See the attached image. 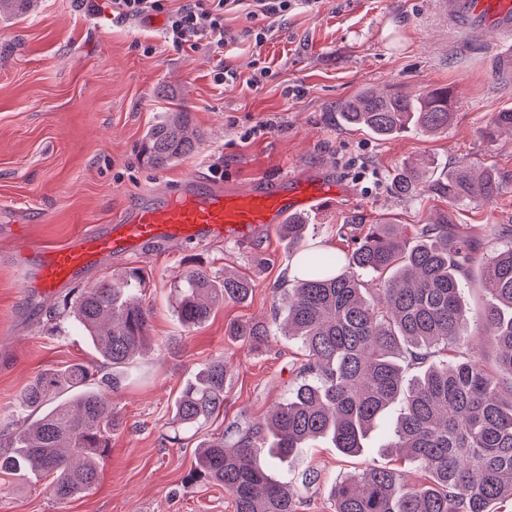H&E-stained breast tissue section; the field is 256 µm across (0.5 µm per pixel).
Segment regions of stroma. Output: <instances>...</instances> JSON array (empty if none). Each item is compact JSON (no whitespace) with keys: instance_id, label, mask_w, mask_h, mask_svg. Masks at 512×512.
<instances>
[{"instance_id":"stroma-1","label":"stroma","mask_w":512,"mask_h":512,"mask_svg":"<svg viewBox=\"0 0 512 512\" xmlns=\"http://www.w3.org/2000/svg\"><path fill=\"white\" fill-rule=\"evenodd\" d=\"M248 25L244 12L225 14L234 40L216 54L173 47L146 19L117 22L109 10L90 11L80 0H35L23 15L0 18L1 435L38 373L98 363L62 308L64 291L40 293L18 267L22 234L65 243L91 221L107 223L147 189L196 171L242 188L293 167L330 169L348 191L332 212L303 214L307 242L348 251L365 224H399L410 239L444 211L477 239L479 260L512 243V133L491 140L483 134L496 112L512 109V86L489 71L485 50L453 47L433 0H316L278 22L259 49L245 34ZM221 61L237 80L215 81ZM261 68L267 75L252 87ZM393 87L413 95L450 88L456 108L447 132L428 136L412 128L380 140L333 125L337 104L365 89ZM177 103L191 112L203 140L174 165L152 168L140 155L145 134ZM404 162L427 164L437 178L459 167L489 171L500 191L488 204L452 205L423 183L401 197L392 175ZM193 263L219 280L228 271L246 276L251 295L183 327L172 289ZM130 268L146 276L141 297L151 311V340L112 394L124 424L97 483L61 504L49 478L1 474L0 512H234L223 487L186 484L194 450L169 441L173 403L203 363L219 355L232 360L224 408L200 432L204 440L263 419L300 382L304 357L281 331L259 348L228 334L236 323L270 321L277 288L296 277V255L276 224L245 243L208 241L188 252L172 243L136 258L114 256L79 285ZM395 420L388 411L358 455L318 440L299 449L293 463L273 464L275 476L290 484L303 468L317 471L298 512H332L333 482L372 466L402 470L412 486L428 483L423 468L390 454Z\"/></svg>"}]
</instances>
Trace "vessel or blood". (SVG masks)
Returning <instances> with one entry per match:
<instances>
[{
    "label": "vessel or blood",
    "instance_id": "vessel-or-blood-1",
    "mask_svg": "<svg viewBox=\"0 0 512 512\" xmlns=\"http://www.w3.org/2000/svg\"><path fill=\"white\" fill-rule=\"evenodd\" d=\"M448 20V36L460 49L487 45L490 70L512 81V0H435ZM343 192L325 172L286 171L261 177L248 189H223L198 176H187L120 209L106 226L93 228L67 245L44 249L21 240L19 255L31 261L35 288L50 293L115 255L132 256L164 242L246 241L260 229L290 215L329 211Z\"/></svg>",
    "mask_w": 512,
    "mask_h": 512
}]
</instances>
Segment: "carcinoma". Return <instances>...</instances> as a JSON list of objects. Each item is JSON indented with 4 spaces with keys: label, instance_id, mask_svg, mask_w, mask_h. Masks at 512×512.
<instances>
[{
    "label": "carcinoma",
    "instance_id": "1",
    "mask_svg": "<svg viewBox=\"0 0 512 512\" xmlns=\"http://www.w3.org/2000/svg\"><path fill=\"white\" fill-rule=\"evenodd\" d=\"M453 115L446 87L416 97L368 89L345 101L334 119L388 139L411 127L445 132ZM503 127L512 128V110L496 113L485 134ZM200 141L191 113L176 104L148 131L142 152L148 164L163 169ZM425 179L424 170L405 162L394 188L410 195ZM430 189L450 204L488 203L499 194L491 173L476 178L467 168L431 181ZM283 229L288 246L300 249L305 224L290 218ZM474 255L472 239L446 213L420 225L413 244L394 224H368L348 252H303V275L282 289L272 316L274 323L282 319L304 353L301 383L235 438L202 442L187 483L223 486L235 512H297L301 490L317 481L316 472L302 470L292 487L257 458L265 453L291 462L298 448L319 438L353 456L376 421L398 404L390 447L421 465L429 484L408 487L398 470L371 467L332 485L333 512H486L490 502L512 499V243L496 250L484 276L482 327L498 352L491 369L473 351L462 306L463 278ZM362 272L378 281L368 285ZM142 282V272L129 269L62 300L112 374L97 378L80 363L37 374L20 396L22 429L0 450L1 473L52 477L50 491L60 503L94 486L112 434L123 424L112 407L111 393L121 385L117 373L134 363L147 341L150 311L139 297ZM251 292L245 277L217 280L193 265L174 286L173 308L190 329ZM231 335L261 347L270 330L240 323ZM440 351L445 357L431 361ZM229 377L230 364L219 356L187 381L172 409L173 442L198 434L220 413Z\"/></svg>",
    "mask_w": 512,
    "mask_h": 512
}]
</instances>
